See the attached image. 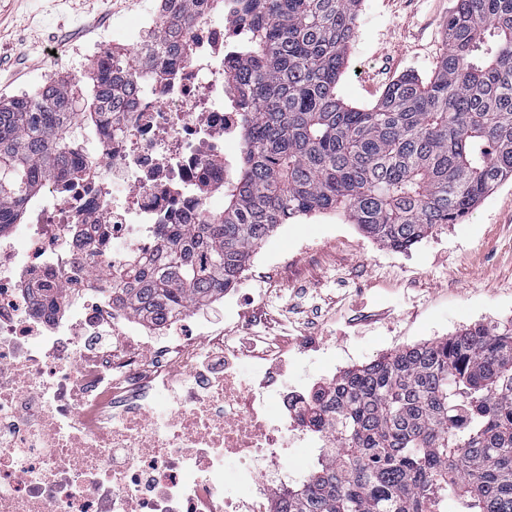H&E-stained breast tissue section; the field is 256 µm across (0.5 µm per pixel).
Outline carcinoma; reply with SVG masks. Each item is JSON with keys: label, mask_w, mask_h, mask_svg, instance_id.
Returning a JSON list of instances; mask_svg holds the SVG:
<instances>
[{"label": "carcinoma", "mask_w": 512, "mask_h": 512, "mask_svg": "<svg viewBox=\"0 0 512 512\" xmlns=\"http://www.w3.org/2000/svg\"><path fill=\"white\" fill-rule=\"evenodd\" d=\"M164 2L144 50L87 64L89 90L59 80L0 103V234L191 53L199 5H224ZM361 2L236 0L250 33L224 80L247 123L223 211L170 225L156 254L112 278L113 301L155 322L215 302L279 225L313 214L407 251L512 178V0H457L432 76H400L368 109L336 95ZM303 423L330 446L273 512H512V320L347 369Z\"/></svg>", "instance_id": "1"}]
</instances>
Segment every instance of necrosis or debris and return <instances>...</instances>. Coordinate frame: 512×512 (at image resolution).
Segmentation results:
<instances>
[{
  "label": "necrosis or debris",
  "mask_w": 512,
  "mask_h": 512,
  "mask_svg": "<svg viewBox=\"0 0 512 512\" xmlns=\"http://www.w3.org/2000/svg\"><path fill=\"white\" fill-rule=\"evenodd\" d=\"M245 37L233 0L201 10L191 54L140 91L122 134L102 136L77 178L46 181L26 223L0 235V512H265L269 488L303 471V449L328 447L276 372L236 378L223 330L167 344L170 323L112 299L113 275L166 225L222 210L244 147L224 59ZM39 283L58 289L54 313L32 297ZM176 378L181 400L164 392ZM229 455L249 459L231 491Z\"/></svg>",
  "instance_id": "4bbe7bcc"
}]
</instances>
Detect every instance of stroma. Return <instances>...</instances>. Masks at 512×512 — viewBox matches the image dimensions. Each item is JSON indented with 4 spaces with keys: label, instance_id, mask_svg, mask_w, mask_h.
<instances>
[{
    "label": "stroma",
    "instance_id": "35a3bbf8",
    "mask_svg": "<svg viewBox=\"0 0 512 512\" xmlns=\"http://www.w3.org/2000/svg\"><path fill=\"white\" fill-rule=\"evenodd\" d=\"M156 0H0V101L32 94L45 77L82 78V51L113 28L138 23ZM454 0H363L356 37L336 92L368 107L403 74L429 77L446 50ZM237 315L219 303L203 312L240 345L238 379L276 368L289 386L310 390L341 371L477 322L512 320V180L490 191L458 224L410 251L378 244L336 214L280 225L251 255L234 290ZM289 344L316 337L318 349L289 351L278 364L258 358L253 337Z\"/></svg>",
    "mask_w": 512,
    "mask_h": 512
}]
</instances>
